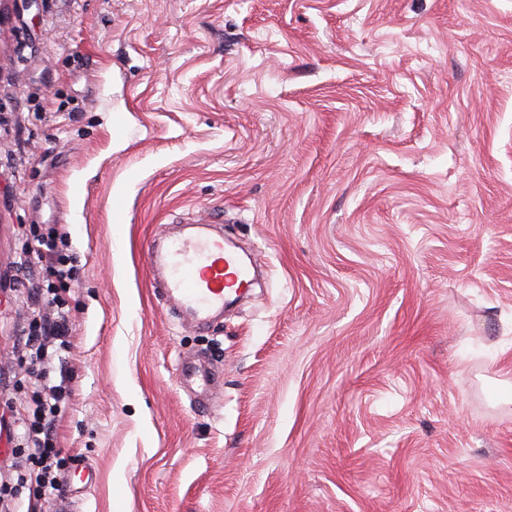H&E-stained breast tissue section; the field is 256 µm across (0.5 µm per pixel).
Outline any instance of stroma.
Segmentation results:
<instances>
[{
	"label": "stroma",
	"instance_id": "obj_1",
	"mask_svg": "<svg viewBox=\"0 0 512 512\" xmlns=\"http://www.w3.org/2000/svg\"><path fill=\"white\" fill-rule=\"evenodd\" d=\"M32 224L78 512H512V0H0V412ZM186 224L262 266L205 330Z\"/></svg>",
	"mask_w": 512,
	"mask_h": 512
}]
</instances>
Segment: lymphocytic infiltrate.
Here are the masks:
<instances>
[{"label": "lymphocytic infiltrate", "instance_id": "f902f5d3", "mask_svg": "<svg viewBox=\"0 0 512 512\" xmlns=\"http://www.w3.org/2000/svg\"><path fill=\"white\" fill-rule=\"evenodd\" d=\"M29 232L39 248L22 249L16 271L26 278L19 300L31 310L23 317L13 349L25 364V380L33 397L15 420L23 459L16 469V482L29 491L26 512H42L46 497L60 487L64 463L54 440V427L67 405L69 378L56 376L55 361L69 345L72 322L66 296L75 272L68 265V242L62 234L37 224L30 225ZM37 262L44 268L38 282L28 277L31 265Z\"/></svg>", "mask_w": 512, "mask_h": 512}]
</instances>
